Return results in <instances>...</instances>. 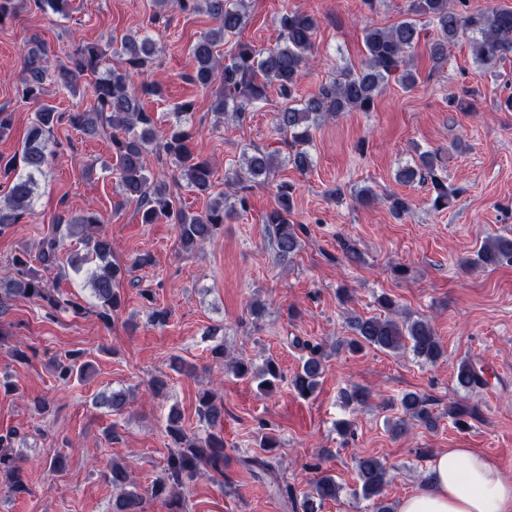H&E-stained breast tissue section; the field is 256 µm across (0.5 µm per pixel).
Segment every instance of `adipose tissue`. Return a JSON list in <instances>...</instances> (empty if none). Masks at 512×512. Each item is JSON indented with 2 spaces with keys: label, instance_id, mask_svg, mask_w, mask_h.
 <instances>
[{
  "label": "adipose tissue",
  "instance_id": "obj_1",
  "mask_svg": "<svg viewBox=\"0 0 512 512\" xmlns=\"http://www.w3.org/2000/svg\"><path fill=\"white\" fill-rule=\"evenodd\" d=\"M400 512H512V481L470 449L451 448L429 460L424 486Z\"/></svg>",
  "mask_w": 512,
  "mask_h": 512
}]
</instances>
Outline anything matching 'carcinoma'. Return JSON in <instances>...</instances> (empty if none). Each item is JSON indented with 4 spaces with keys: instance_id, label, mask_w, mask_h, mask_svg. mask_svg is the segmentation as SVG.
I'll list each match as a JSON object with an SVG mask.
<instances>
[{
    "instance_id": "1",
    "label": "carcinoma",
    "mask_w": 512,
    "mask_h": 512,
    "mask_svg": "<svg viewBox=\"0 0 512 512\" xmlns=\"http://www.w3.org/2000/svg\"><path fill=\"white\" fill-rule=\"evenodd\" d=\"M35 6L45 13L64 16L70 0H34ZM186 12H205L217 23L212 29L190 46L194 71L190 81L203 89H214L211 111L221 117L238 122L247 118L251 109L267 99V88L275 85L286 103L275 113V128L289 136L295 152L288 156L298 170H306L311 158L306 146L312 138V130L327 117L344 112H369L381 89L391 80L404 89L418 85L419 75L411 64L412 53L417 49L422 28L417 20L406 18L388 28L367 27L364 30L366 59L362 67L354 70L342 67L333 81L321 85L316 93L301 100L295 96V88L301 70L313 54V36L318 28L317 18L299 10H288L279 19V41L276 47L260 50L249 44H241L227 59L216 56V48L224 38L237 34L246 24L244 0H180ZM411 12L431 23L436 35L428 42L429 59L436 70L448 64V46L460 38L468 39L476 62L487 65L503 61L512 55V8H489L483 12L467 10V0H413ZM155 54L154 43L147 37L125 35L120 40L119 61L114 64L106 58L107 52L95 44H85L67 54L54 71L46 65L44 46L34 41L23 59V76L20 91L23 99L35 104L34 117L27 129L21 151L10 157L0 156V175L9 180L6 196L0 200V233L20 223L28 214L35 198L37 177L45 174L55 156L51 135L54 128L67 121L71 127L94 138L111 129L109 139L112 155L118 163V193L133 198L139 204L141 223L154 224L165 219L176 225L179 242L186 251H192L214 238L224 227V219L235 211L226 206L228 194L214 192V170L209 159L195 153L190 147L194 103L187 101L177 105L175 121L166 135L154 134L153 113L147 111L142 96H161L162 88L156 84L134 86L139 76ZM92 78L93 105L86 110L61 113L44 102L47 85L56 86L76 95L82 80ZM169 158L179 171V178L200 195L209 198L202 212H189L176 207L174 190L170 183L154 181L148 175L144 154L148 149ZM277 163L276 157L255 150L242 154V163L229 181L231 187L240 184L265 183ZM440 154L424 151L413 162L398 169L396 178L403 184L420 181L431 185L432 207L447 208L451 193L443 176ZM390 211L402 217L411 211L410 201L402 196H386ZM277 207L264 220L275 258L287 262L301 247L297 225L292 221L294 211L293 187L287 183L279 186ZM103 220L99 213L87 210L68 217H59L38 243L36 259L40 266L49 270L68 264L75 272H85L87 284L100 303L98 319L107 324L112 314L122 307L120 284L131 272V267L112 260V240L103 232ZM79 235L85 254L61 256L63 239ZM30 253L23 249L10 261L12 272L0 277V309L14 297L34 298L44 303L49 311L71 310L78 314L83 306L64 299L57 288L34 268ZM512 263V238L496 236L479 248L476 257L465 261L473 268H489ZM151 320L164 325L168 311L154 303L153 292L141 291ZM354 337L348 348L358 353L366 347L398 353L409 350L414 357L435 363L443 356V349L431 324L425 319L406 318L398 321L389 316L356 317L352 322ZM308 350L302 357L291 384L302 397L313 394L322 374V351L317 343L303 342ZM73 353L56 366V377L67 383L75 375L82 376L89 370V363L78 362ZM236 376L257 382V388L266 393L282 380V370L273 358H267L261 366H254L248 359L232 362ZM495 375L483 364L463 360L457 367L454 382L457 389L469 392L492 386ZM404 417L395 427L404 429V418L415 419L424 425L433 424L428 401L417 393H406L401 399ZM197 415L206 425L204 436L188 434L177 412L167 418L166 432L174 441L176 451L166 459L163 476L154 482L146 493L125 487L127 471L114 464L107 474L112 487L120 494L112 502V512H143L144 496L148 495L163 504L168 512H184V500L175 490L186 486L202 470L216 477L224 476V436L218 430L224 419V405L216 402L210 389L198 393ZM25 438L17 429L0 433V489L12 496L29 493L23 469L13 452L16 441ZM248 470L256 476H268L277 491L291 498L290 489L281 487L275 467L266 458L250 457L244 460ZM363 499L373 501L375 512H392L386 503L385 488L389 482V470L377 458L360 457L356 460ZM316 471L313 490L302 495L301 512H321L324 501L334 499L338 486L333 476Z\"/></svg>"
}]
</instances>
